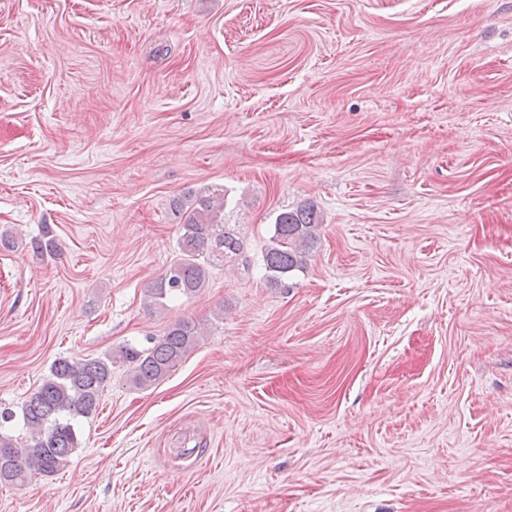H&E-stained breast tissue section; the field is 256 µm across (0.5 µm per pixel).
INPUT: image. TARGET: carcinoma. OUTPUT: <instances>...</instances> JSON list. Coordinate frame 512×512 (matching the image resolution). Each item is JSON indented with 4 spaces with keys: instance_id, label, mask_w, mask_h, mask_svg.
<instances>
[{
    "instance_id": "cac0c4a2",
    "label": "carcinoma",
    "mask_w": 512,
    "mask_h": 512,
    "mask_svg": "<svg viewBox=\"0 0 512 512\" xmlns=\"http://www.w3.org/2000/svg\"><path fill=\"white\" fill-rule=\"evenodd\" d=\"M224 189L202 186L172 200L182 216L178 255L143 289L144 305L163 311L177 298H191L207 287L209 267L244 251V243L224 223ZM321 224L310 205L277 214L273 235L262 252L269 283L288 288V280L307 267ZM202 333L196 322L184 319L171 326L147 349L125 346L87 359L59 358L41 385L21 406L29 443L21 446L0 433V482L23 485L32 477H50L66 468L80 440L73 421L95 413L102 393L112 381V366H130L129 382L140 390L156 387L195 350Z\"/></svg>"
}]
</instances>
